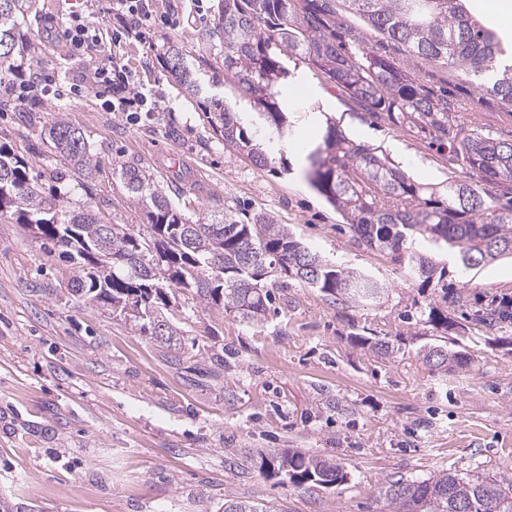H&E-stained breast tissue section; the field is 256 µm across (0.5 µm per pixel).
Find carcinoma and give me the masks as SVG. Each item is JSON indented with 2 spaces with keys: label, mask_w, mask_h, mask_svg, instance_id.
I'll use <instances>...</instances> for the list:
<instances>
[{
  "label": "carcinoma",
  "mask_w": 512,
  "mask_h": 512,
  "mask_svg": "<svg viewBox=\"0 0 512 512\" xmlns=\"http://www.w3.org/2000/svg\"><path fill=\"white\" fill-rule=\"evenodd\" d=\"M348 12L413 60L450 68L471 78L477 94H493L512 107V46L486 26L471 0H342ZM34 0H0V67L21 74L15 58L35 60L36 49L20 39ZM212 53L194 54L183 44L168 46L163 65L188 95L203 97L201 110L224 143L246 154L258 167L267 163L260 144L238 122L216 89L232 78L264 117L268 142L288 137V115L278 87L288 69L277 51L304 57L353 102L369 112H385L397 124L449 137L448 163L486 183H512V140L462 122L448 100L434 95L406 67L361 50L351 55L336 43V0H218L208 33ZM49 137L78 174L91 178L97 155L85 134L63 120ZM313 187L350 224L359 242L390 255L422 288H439L446 307L471 306L462 291L448 290L445 268L423 251L407 246L422 238L455 249L462 270L512 258V208L486 203L479 186L454 183L448 201L423 196L388 156L328 129L324 146L308 154ZM29 162L0 144V220L18 224L44 248L69 263L73 297L119 313L169 350L179 352L182 328L161 310L176 304L177 293L193 290L204 307H221L244 322L267 314L273 289L293 278L336 303L358 304L382 294L366 273L324 260L271 214L250 221L224 207L191 221L169 189L147 170H118L125 189L137 198L147 232L112 224L90 207L74 206L55 191H42ZM472 322L485 328L512 324V301L477 309ZM354 340L387 356L389 342L377 336ZM421 360L432 372L446 373L472 360L467 350L425 346ZM282 484L333 488L346 473L336 463L295 448H273L233 463ZM380 512H512V486L479 475L443 470L426 479L386 482L378 492ZM224 512H275L247 496L224 502Z\"/></svg>",
  "instance_id": "obj_1"
}]
</instances>
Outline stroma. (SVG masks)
I'll return each instance as SVG.
<instances>
[{"instance_id":"35a3bbf8","label":"stroma","mask_w":512,"mask_h":512,"mask_svg":"<svg viewBox=\"0 0 512 512\" xmlns=\"http://www.w3.org/2000/svg\"><path fill=\"white\" fill-rule=\"evenodd\" d=\"M216 5L152 0L159 25L115 45L110 0H36L23 32L39 70L68 78L24 105L1 97L0 143L33 164L43 190L98 208L111 223L144 222L116 174L136 164L159 181L177 178L190 220L214 206L236 209L245 221L271 214L325 259L378 278L386 295L339 305L292 279L264 320L246 324L184 293L174 308L183 331L174 361L134 323L73 298L66 262L19 225L0 223V496L35 512H224L225 500L241 495L278 512H377L390 479L452 469L512 485V326L481 328L458 311L445 329L406 320L434 301L433 289L358 243L310 185L307 156L333 125L382 149L432 199L447 200L449 183L470 173L449 165L446 140L366 112L298 56L285 61L290 135L266 166H255L213 133L161 61L172 41L205 51L200 37ZM76 15L99 24L106 56L133 73L159 111H109L91 86L70 94L69 81L92 65L63 34ZM364 46L414 68L467 117L512 139L500 98L477 95L465 77L414 63L381 39ZM58 119L94 146V178L55 154L48 129ZM170 152L186 159L180 171L170 169ZM436 259L473 306L512 299V260L463 274L446 252ZM360 336L387 338L394 350L381 356L357 344ZM427 343L460 345L474 360L434 374L418 355ZM270 448L332 460L347 477L328 490H304L227 465Z\"/></svg>"}]
</instances>
